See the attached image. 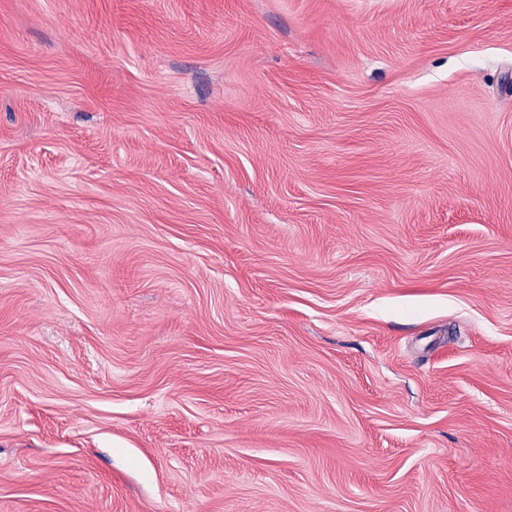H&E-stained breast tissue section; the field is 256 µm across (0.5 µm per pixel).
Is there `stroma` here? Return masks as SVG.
I'll list each match as a JSON object with an SVG mask.
<instances>
[{"label":"stroma","instance_id":"stroma-1","mask_svg":"<svg viewBox=\"0 0 512 512\" xmlns=\"http://www.w3.org/2000/svg\"><path fill=\"white\" fill-rule=\"evenodd\" d=\"M0 512H512V0H0Z\"/></svg>","mask_w":512,"mask_h":512}]
</instances>
